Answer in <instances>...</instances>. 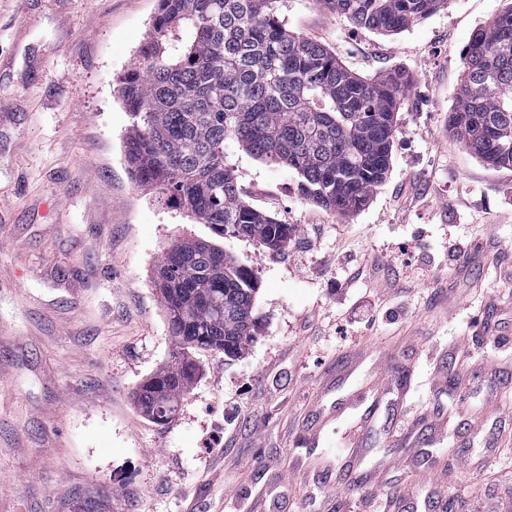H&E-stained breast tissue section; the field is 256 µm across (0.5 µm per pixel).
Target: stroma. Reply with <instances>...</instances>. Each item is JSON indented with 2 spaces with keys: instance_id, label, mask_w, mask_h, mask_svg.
<instances>
[{
  "instance_id": "obj_1",
  "label": "stroma",
  "mask_w": 512,
  "mask_h": 512,
  "mask_svg": "<svg viewBox=\"0 0 512 512\" xmlns=\"http://www.w3.org/2000/svg\"><path fill=\"white\" fill-rule=\"evenodd\" d=\"M506 4L448 0L379 35L283 0L289 29L349 71L412 83L386 179L352 217L230 146L243 200L297 228L277 254L129 178L118 79L157 0H0V512H86L89 496L103 512H382L410 493L469 512L512 495V168L448 126L463 50ZM186 237L255 273L257 326L236 360L192 350L200 374L159 425L132 393L170 360L152 276ZM337 401L346 419L318 428ZM448 467L450 483L425 477Z\"/></svg>"
}]
</instances>
